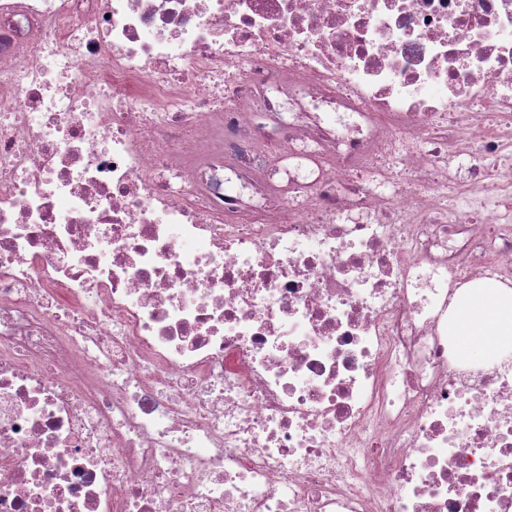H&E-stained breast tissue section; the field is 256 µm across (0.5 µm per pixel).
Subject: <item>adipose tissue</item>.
I'll use <instances>...</instances> for the list:
<instances>
[{"mask_svg":"<svg viewBox=\"0 0 512 512\" xmlns=\"http://www.w3.org/2000/svg\"><path fill=\"white\" fill-rule=\"evenodd\" d=\"M453 315L459 350L489 360L512 353V289L481 281L475 292H460Z\"/></svg>","mask_w":512,"mask_h":512,"instance_id":"adipose-tissue-1","label":"adipose tissue"}]
</instances>
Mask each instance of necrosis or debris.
Returning a JSON list of instances; mask_svg holds the SVG:
<instances>
[{"instance_id": "obj_1", "label": "necrosis or debris", "mask_w": 512, "mask_h": 512, "mask_svg": "<svg viewBox=\"0 0 512 512\" xmlns=\"http://www.w3.org/2000/svg\"><path fill=\"white\" fill-rule=\"evenodd\" d=\"M512 0H0V512H512ZM461 291L453 315L454 336L459 337V351L481 359H493L512 353V289L500 283L478 281Z\"/></svg>"}]
</instances>
